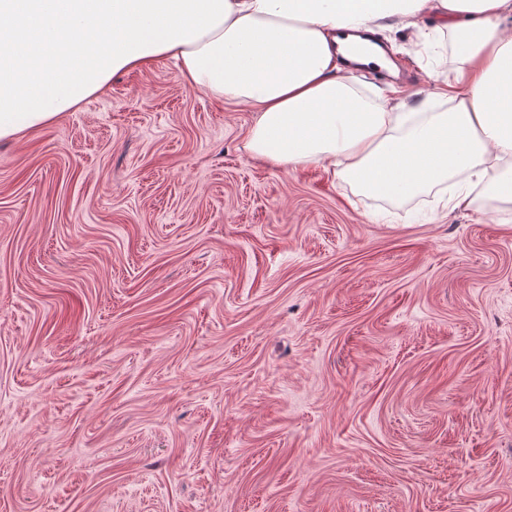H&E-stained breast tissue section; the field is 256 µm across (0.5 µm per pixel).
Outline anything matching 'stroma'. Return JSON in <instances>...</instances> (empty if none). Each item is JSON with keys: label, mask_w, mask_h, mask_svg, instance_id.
<instances>
[{"label": "stroma", "mask_w": 512, "mask_h": 512, "mask_svg": "<svg viewBox=\"0 0 512 512\" xmlns=\"http://www.w3.org/2000/svg\"><path fill=\"white\" fill-rule=\"evenodd\" d=\"M252 118L162 59L0 141V512H512L501 203L271 166Z\"/></svg>", "instance_id": "stroma-1"}]
</instances>
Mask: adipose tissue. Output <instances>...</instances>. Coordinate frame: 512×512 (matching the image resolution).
<instances>
[{
    "mask_svg": "<svg viewBox=\"0 0 512 512\" xmlns=\"http://www.w3.org/2000/svg\"><path fill=\"white\" fill-rule=\"evenodd\" d=\"M394 21L417 28L415 54L449 40L454 65L435 82L450 111L359 88L353 66L388 63L360 32ZM162 58L247 107L245 148L271 165H318L391 200L463 173L455 206L478 186L512 206V0H0V139Z\"/></svg>",
    "mask_w": 512,
    "mask_h": 512,
    "instance_id": "1",
    "label": "adipose tissue"
}]
</instances>
